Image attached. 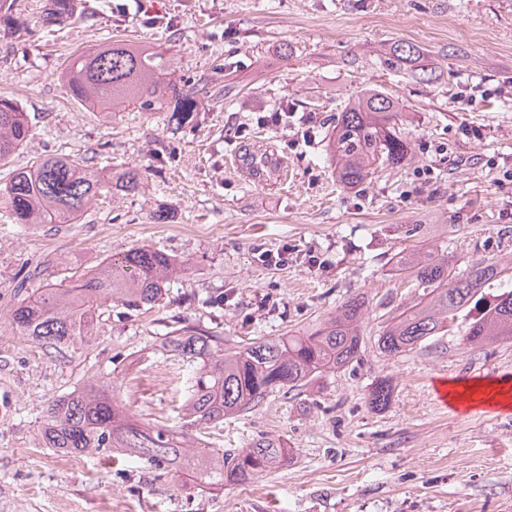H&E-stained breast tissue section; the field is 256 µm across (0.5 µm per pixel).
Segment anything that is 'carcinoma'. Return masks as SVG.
Returning <instances> with one entry per match:
<instances>
[{
  "label": "carcinoma",
  "mask_w": 512,
  "mask_h": 512,
  "mask_svg": "<svg viewBox=\"0 0 512 512\" xmlns=\"http://www.w3.org/2000/svg\"><path fill=\"white\" fill-rule=\"evenodd\" d=\"M77 0H52L42 23L55 24L73 17ZM170 58L153 47L116 41L108 46L70 56L62 77L79 103L110 112L114 105H136L148 111L160 100L175 102L169 120L182 125L194 110L192 93L171 82ZM397 99L381 88L356 91L345 106L331 142L340 163L338 179L346 187L363 183L372 170L397 165L409 146L396 131ZM32 137L29 118L16 101L0 98V167ZM143 175L136 167L111 173L108 180L78 157H36L12 171L0 187V208L17 224H75L103 191L134 193ZM399 263L416 275L417 287L429 299L404 310L377 338L387 355L411 350L432 336H443L456 326L468 306L481 308L462 331L467 344L512 341V270L477 259L464 273L447 257L410 251ZM175 270L171 257L144 246H133L59 284H46L26 294L11 313L12 323L27 339L47 347L65 346L95 334L100 307L107 302L128 311L154 306L163 296L168 276ZM494 284L498 294L485 301L483 290ZM366 299L355 296L305 336H282L224 346V337L206 327L185 325L166 347L194 367L183 431L131 420L107 384H90L54 400L46 410L43 439L47 447L73 455L117 453L155 467H175L192 474L200 485L221 491L288 461V449L273 436L254 439L237 449L184 448V429L224 421V417L255 408L268 395L299 391L322 373L340 369L356 359L364 343L360 321ZM392 385L380 381L369 394V404L389 403Z\"/></svg>",
  "instance_id": "1"
}]
</instances>
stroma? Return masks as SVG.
Listing matches in <instances>:
<instances>
[{"mask_svg": "<svg viewBox=\"0 0 512 512\" xmlns=\"http://www.w3.org/2000/svg\"><path fill=\"white\" fill-rule=\"evenodd\" d=\"M46 2L11 0L0 18V95L32 122L0 186L44 155L145 176L74 224H15L0 211V512H512V410L460 413L432 389L443 376L512 382V341L470 346L455 332L394 356L376 345L423 295L400 252L435 251L459 271L512 259V0H84L82 14L43 27ZM116 41L173 59L177 85L196 93L191 122L131 106L107 119L70 97L63 60ZM400 42L421 56L390 66ZM423 67L430 81L414 79ZM369 86L398 98L410 151L348 189L326 144L349 96ZM286 102L287 124H260L259 111ZM258 146L285 162L286 186L231 167ZM285 244L286 265L265 261ZM133 246L188 265L154 308L109 307L95 338L57 350L13 325L15 286L33 270L39 288ZM357 293L369 299L357 359L203 436L210 448L284 438L286 465L211 493L126 456L71 465L42 442L48 405L93 381L111 382L138 420L180 428L192 368L161 344L183 323L232 346L300 336ZM384 379L391 401L371 407Z\"/></svg>", "mask_w": 512, "mask_h": 512, "instance_id": "35a3bbf8", "label": "stroma"}]
</instances>
